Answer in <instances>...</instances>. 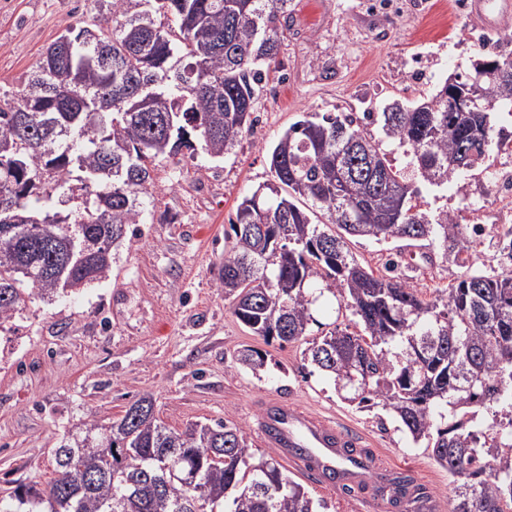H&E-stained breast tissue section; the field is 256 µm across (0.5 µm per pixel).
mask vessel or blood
I'll list each match as a JSON object with an SVG mask.
<instances>
[{
	"instance_id": "vessel-or-blood-1",
	"label": "vessel or blood",
	"mask_w": 512,
	"mask_h": 512,
	"mask_svg": "<svg viewBox=\"0 0 512 512\" xmlns=\"http://www.w3.org/2000/svg\"><path fill=\"white\" fill-rule=\"evenodd\" d=\"M470 18L476 27L484 29L512 25V0H474ZM258 433L266 446L277 449L290 466L323 480L331 488L339 482L363 486L386 471L377 456L346 462L345 451L358 446L359 435L303 411L285 398L262 401ZM334 470L340 473V480L331 479Z\"/></svg>"
}]
</instances>
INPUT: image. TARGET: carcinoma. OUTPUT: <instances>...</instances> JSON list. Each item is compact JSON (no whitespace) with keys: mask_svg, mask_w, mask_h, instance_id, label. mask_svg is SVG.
I'll list each match as a JSON object with an SVG mask.
<instances>
[{"mask_svg":"<svg viewBox=\"0 0 512 512\" xmlns=\"http://www.w3.org/2000/svg\"><path fill=\"white\" fill-rule=\"evenodd\" d=\"M99 21L70 28L46 49L25 87L0 94V327L35 302L105 280L112 250L147 223L159 158L202 150L214 160L254 126L288 0H96ZM173 18L165 25L159 18ZM484 62L435 93L394 98L379 115L384 138L364 131L374 113L306 112L270 149L275 183L257 188L230 219L216 286L266 345L308 342L304 359L342 399L382 406L453 477L451 512H512V230L500 257L473 250L468 225L417 209V190L383 147L433 188L463 174L487 177L509 138L512 72L469 98ZM59 193L77 217L50 205ZM425 241L464 272L428 299L395 274L375 273L351 250L359 240ZM336 289L333 326L307 340L311 306ZM236 362L258 375L267 352ZM488 419L477 420L479 411ZM55 478L11 481L0 512H326L274 451L256 455L231 420L174 430L151 398L111 425L90 421L54 449ZM402 507L422 498L411 474L380 476Z\"/></svg>","mask_w":512,"mask_h":512,"instance_id":"carcinoma-1","label":"carcinoma"}]
</instances>
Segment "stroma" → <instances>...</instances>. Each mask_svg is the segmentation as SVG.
<instances>
[{
  "label": "stroma",
  "instance_id": "35a3bbf8",
  "mask_svg": "<svg viewBox=\"0 0 512 512\" xmlns=\"http://www.w3.org/2000/svg\"><path fill=\"white\" fill-rule=\"evenodd\" d=\"M471 2L290 0L277 70L236 155L212 160L185 150L157 162L148 221L114 248L110 278L38 304L0 331V489L21 475L49 482L53 451L65 436L88 420L121 417L144 396L170 428L227 418L264 452L258 403L281 395L343 422L367 450L450 506L447 471L387 411L350 405L331 378L305 368L304 343L268 346L258 376L236 363L238 350L260 340L236 320L216 287L214 265L224 255L229 216L258 186L272 183L268 151L302 113L378 112L391 98L432 91L489 53L503 33L476 30ZM97 14L94 0H0V93L22 89L45 48L67 26ZM417 203L427 215L445 210L458 223L486 225L490 236L500 231V207L486 179L421 187ZM394 248L426 298L462 272L402 241L363 240L352 250L380 273Z\"/></svg>",
  "mask_w": 512,
  "mask_h": 512
}]
</instances>
